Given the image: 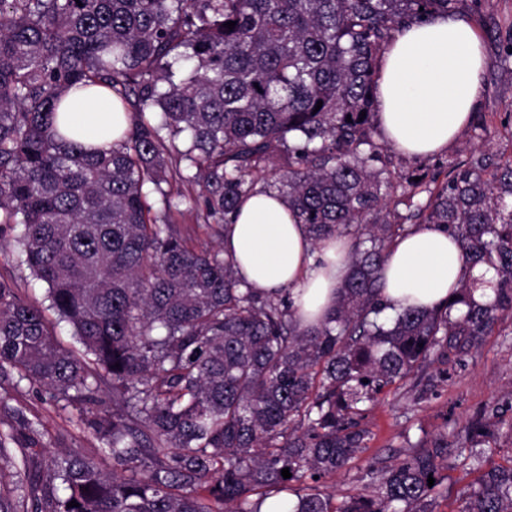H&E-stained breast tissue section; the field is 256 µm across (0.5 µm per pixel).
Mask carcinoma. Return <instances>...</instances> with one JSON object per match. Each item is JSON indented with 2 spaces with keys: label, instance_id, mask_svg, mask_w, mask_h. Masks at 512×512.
Wrapping results in <instances>:
<instances>
[{
  "label": "carcinoma",
  "instance_id": "carcinoma-1",
  "mask_svg": "<svg viewBox=\"0 0 512 512\" xmlns=\"http://www.w3.org/2000/svg\"><path fill=\"white\" fill-rule=\"evenodd\" d=\"M452 2L0 0V234L14 233L19 265L47 285L43 306L0 276V512H261L307 480L282 512H434L450 460L481 464L490 430L476 421L467 448L441 435L377 469L371 495L318 489L365 448L359 404L479 346L512 311V164L482 154L441 182L396 186L376 140L380 55L403 23ZM74 87H102L124 108L121 140L60 132ZM176 180L201 194L172 192ZM260 182L313 241L352 243L336 306L314 329L290 294L245 286L201 242L224 236ZM396 193L427 199L390 221ZM183 204L191 229L175 224ZM418 224L493 267L491 303L466 281L443 308L384 315L383 259ZM48 311L79 351L62 347ZM24 381L77 410L112 472L31 448L42 422L8 407ZM104 390L110 413L92 408ZM463 501L461 512H512V456Z\"/></svg>",
  "mask_w": 512,
  "mask_h": 512
}]
</instances>
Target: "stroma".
Masks as SVG:
<instances>
[{
    "label": "stroma",
    "instance_id": "35a3bbf8",
    "mask_svg": "<svg viewBox=\"0 0 512 512\" xmlns=\"http://www.w3.org/2000/svg\"><path fill=\"white\" fill-rule=\"evenodd\" d=\"M451 15L465 18L477 30L487 55L483 93L477 119L443 151L412 158L389 149L390 178L399 184L420 177L445 179L452 169L486 153L494 161H512V56L505 51L500 30L512 20V0H456ZM0 275L15 277L30 299L40 302L45 285L20 266L11 235L0 236ZM13 404L40 418L46 433L41 447L51 451L92 453L99 442L87 430L73 425V409H62L37 384L22 383ZM498 408L499 423L485 446L481 465L456 460L445 472L434 512H460L459 492L478 482L485 470L505 463L512 455V312L504 311L469 353L449 351L448 360L436 363L384 389L376 402L365 406L370 431L362 452L319 489L342 497L371 491L373 471L387 465L398 451L436 436L465 442V427L480 412Z\"/></svg>",
    "mask_w": 512,
    "mask_h": 512
}]
</instances>
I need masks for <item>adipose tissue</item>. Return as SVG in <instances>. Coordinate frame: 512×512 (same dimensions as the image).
Instances as JSON below:
<instances>
[{
  "instance_id": "adipose-tissue-1",
  "label": "adipose tissue",
  "mask_w": 512,
  "mask_h": 512,
  "mask_svg": "<svg viewBox=\"0 0 512 512\" xmlns=\"http://www.w3.org/2000/svg\"><path fill=\"white\" fill-rule=\"evenodd\" d=\"M487 57L474 26L437 14L403 26L379 60L377 121L387 141L408 156L445 149L478 108ZM68 124L85 141L101 143L128 127L125 113L103 96L72 92ZM351 242L331 236L312 242L303 224L271 192L246 199L224 233V253L236 274L261 292L289 290L302 326L319 324L336 303L347 276ZM383 294L395 308L447 305L463 281L475 282L474 299L491 302L493 271L468 266L459 244L429 224L415 226L388 249Z\"/></svg>"
}]
</instances>
